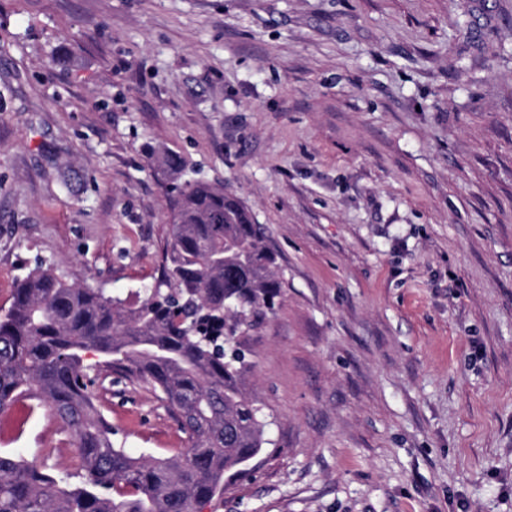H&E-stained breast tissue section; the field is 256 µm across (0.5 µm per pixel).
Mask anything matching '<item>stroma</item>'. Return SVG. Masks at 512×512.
I'll return each instance as SVG.
<instances>
[{"mask_svg":"<svg viewBox=\"0 0 512 512\" xmlns=\"http://www.w3.org/2000/svg\"><path fill=\"white\" fill-rule=\"evenodd\" d=\"M181 155L266 228L268 444L202 512H512V0H0V314L36 266L128 301ZM118 443L188 442L101 374ZM0 450L74 471L48 410Z\"/></svg>","mask_w":512,"mask_h":512,"instance_id":"35a3bbf8","label":"stroma"}]
</instances>
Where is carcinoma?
Wrapping results in <instances>:
<instances>
[{"label":"carcinoma","mask_w":512,"mask_h":512,"mask_svg":"<svg viewBox=\"0 0 512 512\" xmlns=\"http://www.w3.org/2000/svg\"><path fill=\"white\" fill-rule=\"evenodd\" d=\"M168 177L173 222L161 279L134 304L36 267L0 316V413L33 396L75 437L84 481L0 451V512H198L260 454L265 415L245 392L238 337L273 309L281 282L263 227L224 187L183 180L181 156H154ZM98 370L147 384L190 446L134 457L96 404Z\"/></svg>","instance_id":"1"}]
</instances>
